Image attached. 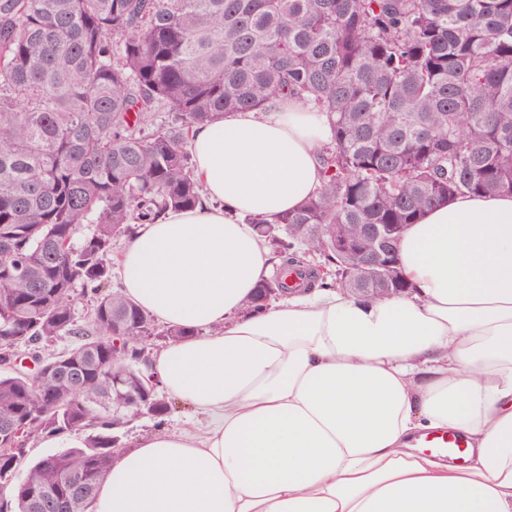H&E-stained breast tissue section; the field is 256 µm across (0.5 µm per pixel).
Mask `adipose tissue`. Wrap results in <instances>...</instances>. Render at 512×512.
Here are the masks:
<instances>
[{
  "instance_id": "obj_1",
  "label": "adipose tissue",
  "mask_w": 512,
  "mask_h": 512,
  "mask_svg": "<svg viewBox=\"0 0 512 512\" xmlns=\"http://www.w3.org/2000/svg\"><path fill=\"white\" fill-rule=\"evenodd\" d=\"M329 139L295 102L194 128L204 205L139 225L118 266L127 297L187 329L151 373L203 426L141 436L93 512H512V194L408 226L401 296L313 287L244 310L274 263L246 219L314 195ZM440 429L466 464L418 447Z\"/></svg>"
}]
</instances>
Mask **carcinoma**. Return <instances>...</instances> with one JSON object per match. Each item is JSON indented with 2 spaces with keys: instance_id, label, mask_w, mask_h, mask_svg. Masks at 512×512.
<instances>
[{
  "instance_id": "carcinoma-1",
  "label": "carcinoma",
  "mask_w": 512,
  "mask_h": 512,
  "mask_svg": "<svg viewBox=\"0 0 512 512\" xmlns=\"http://www.w3.org/2000/svg\"><path fill=\"white\" fill-rule=\"evenodd\" d=\"M288 99L325 113L331 140L316 194L256 222L283 261L260 287L290 288L317 254L322 287L406 288L336 237L512 193V0H0V362L42 361L36 383L0 372V512H88L121 420L171 413L147 338L187 331L112 284V243L202 202L195 125ZM62 336L75 344L48 352ZM79 430L82 447L27 463ZM84 439L70 436V437H62V438H49L42 440L41 443L35 444L29 451V460L36 459L47 454H51L57 451L62 450L63 448H78L82 446ZM53 445V448H48V445Z\"/></svg>"
}]
</instances>
